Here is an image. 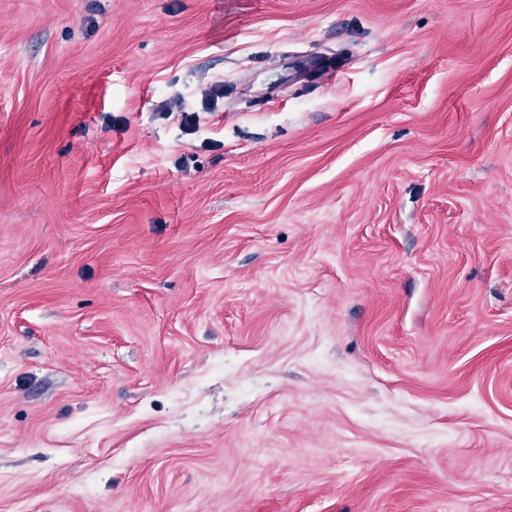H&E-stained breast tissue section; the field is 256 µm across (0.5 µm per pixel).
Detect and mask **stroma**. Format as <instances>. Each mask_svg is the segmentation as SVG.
Wrapping results in <instances>:
<instances>
[{
    "instance_id": "stroma-1",
    "label": "stroma",
    "mask_w": 512,
    "mask_h": 512,
    "mask_svg": "<svg viewBox=\"0 0 512 512\" xmlns=\"http://www.w3.org/2000/svg\"><path fill=\"white\" fill-rule=\"evenodd\" d=\"M0 512H512V0H0Z\"/></svg>"
}]
</instances>
